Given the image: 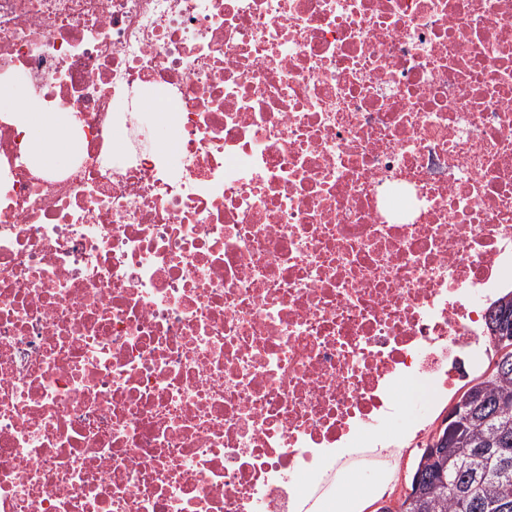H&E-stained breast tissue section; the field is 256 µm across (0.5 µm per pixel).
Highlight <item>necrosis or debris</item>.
<instances>
[{
  "label": "necrosis or debris",
  "instance_id": "4bbe7bcc",
  "mask_svg": "<svg viewBox=\"0 0 512 512\" xmlns=\"http://www.w3.org/2000/svg\"><path fill=\"white\" fill-rule=\"evenodd\" d=\"M14 75L77 149L0 113V512H307L484 371L512 0H0Z\"/></svg>",
  "mask_w": 512,
  "mask_h": 512
}]
</instances>
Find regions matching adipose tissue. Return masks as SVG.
I'll return each mask as SVG.
<instances>
[{"instance_id":"1","label":"adipose tissue","mask_w":512,"mask_h":512,"mask_svg":"<svg viewBox=\"0 0 512 512\" xmlns=\"http://www.w3.org/2000/svg\"><path fill=\"white\" fill-rule=\"evenodd\" d=\"M0 106L9 108L28 133V156L36 164L55 168L65 163L74 146L69 114L44 112L38 100L25 95L19 80L0 79Z\"/></svg>"}]
</instances>
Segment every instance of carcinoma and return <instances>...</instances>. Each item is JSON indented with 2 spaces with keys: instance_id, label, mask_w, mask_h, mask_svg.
<instances>
[{
  "instance_id": "cac0c4a2",
  "label": "carcinoma",
  "mask_w": 512,
  "mask_h": 512,
  "mask_svg": "<svg viewBox=\"0 0 512 512\" xmlns=\"http://www.w3.org/2000/svg\"><path fill=\"white\" fill-rule=\"evenodd\" d=\"M476 381L470 393L478 398V415L452 436L446 456L426 464L427 450H422L417 465H425L429 480L405 512H499L502 500H512V465L503 472L497 458L478 453L480 448H512V412L498 407L503 396H512V367H496ZM444 476L458 482L464 497L448 494Z\"/></svg>"
}]
</instances>
